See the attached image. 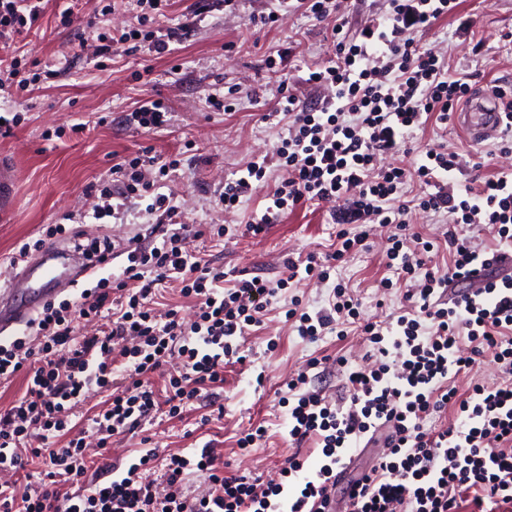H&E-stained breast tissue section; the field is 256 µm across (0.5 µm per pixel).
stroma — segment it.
Listing matches in <instances>:
<instances>
[{
	"instance_id": "35a3bbf8",
	"label": "stroma",
	"mask_w": 512,
	"mask_h": 512,
	"mask_svg": "<svg viewBox=\"0 0 512 512\" xmlns=\"http://www.w3.org/2000/svg\"><path fill=\"white\" fill-rule=\"evenodd\" d=\"M189 21L186 0H174L160 27L189 24L190 31L170 56L139 53L112 55L106 71H99L82 55L88 22L116 31L136 25L138 10L129 0H116L104 10L101 0H48L39 21L14 41L21 69L36 78L31 98L23 106L0 91V113L18 111L20 119L9 135H0V156L13 165L16 203L10 221L0 222V278L11 270L9 263L18 243L44 237L46 227L61 223L63 216L80 219L83 243H122L147 237L148 225L130 210L122 220L98 223L92 216L90 186L110 176L121 157L152 148L170 169L156 183L157 192L168 195L171 205L183 211L191 224H225L221 237L198 240L197 245L212 266L246 276L276 280L283 261L309 251L327 252L336 241V227L328 222L327 205L307 206L289 213L272 225L266 235L243 234L240 224L261 210L260 200L246 204L239 217H227L214 206L224 189V178L241 168L253 155L268 151L277 141L280 127L261 122L278 96V77L268 70V55L292 48L288 60V84L314 98L304 84L309 67L326 65L330 55L328 25L301 15L274 26L253 25L255 13L268 11L270 0H237L235 6L215 9ZM72 7L73 21L65 25L59 13ZM445 55L452 72L472 73L476 87L494 83L512 93V0H462L457 15L440 20L420 38ZM53 78H44V71ZM233 84L260 88L258 99L234 101L231 111L210 107L207 94ZM161 99L168 106L164 129L143 133L126 122L141 100ZM82 133H72L75 124ZM421 147H444L462 155L466 163L454 171V189L477 186L485 176L512 169V155L496 151L495 140L474 141L452 124L428 123L416 135ZM416 231L439 241L430 255V267L447 271L450 256L444 246L448 229L446 213L413 210ZM389 231L374 227L366 249L349 255L336 275L348 284L361 303L363 317L388 321L400 306L401 290L381 288L387 277L385 250ZM331 286L300 281L272 297L262 330L248 336L244 348L250 355L246 366L224 370V416L201 423L199 413L185 420H157L137 435L113 438L109 460L123 463L130 451L149 446L159 454L189 453L213 442L224 457L226 472L267 482L295 450L288 436V411L278 403L276 391L290 376L305 369L310 358L345 356L350 365L366 362L368 348L358 334L337 340L329 334L318 341H303L284 318L292 297H301L309 310L327 306ZM275 349H268V341ZM264 426L266 437L257 451L243 454L236 446L240 432ZM307 471L320 464V450L309 442L299 450Z\"/></svg>"
}]
</instances>
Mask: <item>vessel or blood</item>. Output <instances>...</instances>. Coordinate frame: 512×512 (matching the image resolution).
<instances>
[{
  "label": "vessel or blood",
  "instance_id": "1",
  "mask_svg": "<svg viewBox=\"0 0 512 512\" xmlns=\"http://www.w3.org/2000/svg\"><path fill=\"white\" fill-rule=\"evenodd\" d=\"M503 120L502 112L487 105L480 96L473 97L454 114L455 123L479 141L496 135ZM13 206L12 170L4 163L0 165V214L9 213ZM86 273V267L76 265L69 253L55 246L24 260L20 275L0 289V337L28 324L33 314L56 296L58 283L76 281Z\"/></svg>",
  "mask_w": 512,
  "mask_h": 512
}]
</instances>
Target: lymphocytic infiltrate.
I'll return each instance as SVG.
<instances>
[{"label": "lymphocytic infiltrate", "mask_w": 512, "mask_h": 512, "mask_svg": "<svg viewBox=\"0 0 512 512\" xmlns=\"http://www.w3.org/2000/svg\"><path fill=\"white\" fill-rule=\"evenodd\" d=\"M141 13L136 26L114 35L93 27V55L105 58L145 50L170 54L182 28L157 32L147 22L166 14L171 0H135ZM382 20L358 33L343 25L331 30L334 58L311 70L307 81L319 89L314 103L281 93L264 121L282 120L270 153L250 161L241 173L224 180L215 202L232 213L256 194L266 201L245 223L246 234H265L298 208L330 204L337 224L336 248L324 256L308 254L304 262L286 261L277 281L237 278L225 285L224 270L212 267L192 249V238L214 234L215 225L188 229L177 223L178 210L166 196L155 197L146 214L163 211L153 235L159 244L132 239L121 275L104 277L73 299L45 305L35 321L36 340L20 335L0 341V382L23 377L25 391L0 411V512H280L287 484L295 493L289 512H308L310 502L328 498L337 469L347 468V452L360 441L382 444L374 464L350 484V512H457L458 496L470 491L484 512L512 505V383L474 385L458 397L447 385L450 372L471 369L477 356L491 351L504 374L512 376V274L500 262L512 251V172L486 176L478 187L456 192L446 181L459 167L457 153L427 149L414 166L385 168L383 156L406 150L415 131L428 122L447 123L454 104L472 90L467 74H451L446 57L417 41V34L456 12L459 0H387ZM340 0H274L269 13L254 24L272 25L295 14L324 21ZM43 13L42 0H0V75H8L17 100L30 94V81L10 51L15 35L31 29ZM155 158L150 149L112 165L118 185L98 184L96 219L119 218L128 203L151 193L145 170ZM281 178L270 183L272 170ZM427 187L419 199L425 211L446 212L450 265L447 272L429 268L435 244L413 231L410 205L403 198L408 183ZM392 227L389 266L403 280L404 309L389 324L361 321L359 302L344 284H336L329 306L308 310L291 299L285 318L298 336L313 342L328 333L344 337L349 322L361 321L371 366L346 372L348 401L310 387L308 371L288 383L289 436L296 445L314 441L321 464L304 474V461L291 455L280 478L257 486L247 477L225 475L210 445L189 455L173 454L162 475L164 488L144 472L156 459L146 452L125 466L91 468L83 439L62 447L53 440L65 431L87 391L107 390L109 397L87 428L107 449L113 436L130 433L160 411L176 417L197 405L215 406L224 386V367L244 363L242 343L259 326L270 297L294 280L328 281L337 262L368 238L371 225ZM492 226L500 247L478 249L464 226ZM483 266L487 283L473 296L453 298L449 288L474 266ZM175 282L192 302L195 318L185 322L177 308L156 318L152 304L159 285ZM97 322L93 335L80 332ZM167 371L164 393L150 376ZM455 407L459 425L438 431L423 427L425 416ZM47 435L29 457L44 465L37 484L13 480L27 466L20 448L32 428ZM199 472L206 491L188 497L187 472Z\"/></svg>", "instance_id": "lymphocytic-infiltrate-1"}]
</instances>
